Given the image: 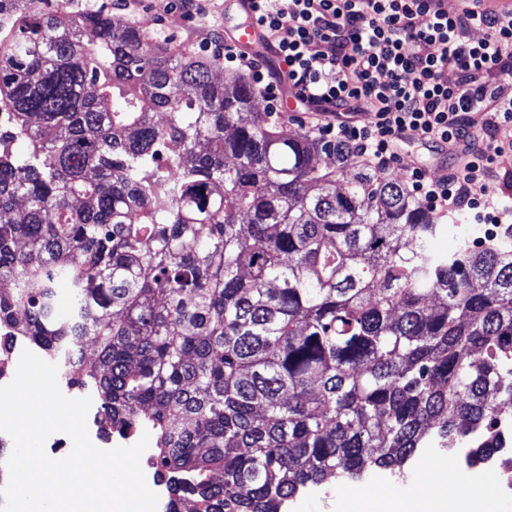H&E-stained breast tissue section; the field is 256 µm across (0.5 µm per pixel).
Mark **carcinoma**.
I'll return each mask as SVG.
<instances>
[{"instance_id": "obj_1", "label": "carcinoma", "mask_w": 512, "mask_h": 512, "mask_svg": "<svg viewBox=\"0 0 512 512\" xmlns=\"http://www.w3.org/2000/svg\"><path fill=\"white\" fill-rule=\"evenodd\" d=\"M31 2L0 0V330L111 431L155 432L167 512L503 448L512 240L439 253L449 225L401 182L347 174L212 54Z\"/></svg>"}]
</instances>
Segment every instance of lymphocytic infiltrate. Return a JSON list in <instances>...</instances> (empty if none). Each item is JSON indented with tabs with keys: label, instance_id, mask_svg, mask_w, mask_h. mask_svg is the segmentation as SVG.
Wrapping results in <instances>:
<instances>
[{
	"label": "lymphocytic infiltrate",
	"instance_id": "f902f5d3",
	"mask_svg": "<svg viewBox=\"0 0 512 512\" xmlns=\"http://www.w3.org/2000/svg\"><path fill=\"white\" fill-rule=\"evenodd\" d=\"M484 2L463 0L451 13L439 0H247L265 53L228 37L213 48L225 68L250 76L267 111L295 103L316 115L320 138L374 170L398 163L411 137L448 151L447 176L420 160L407 166L413 193L430 211L466 209L500 229L512 220V176L495 168L512 153V139L497 135L512 123V10ZM477 27L485 35L475 40ZM476 110L486 114L479 126Z\"/></svg>",
	"mask_w": 512,
	"mask_h": 512
}]
</instances>
